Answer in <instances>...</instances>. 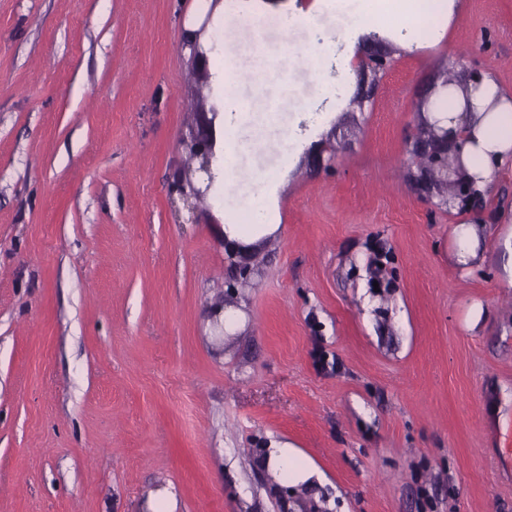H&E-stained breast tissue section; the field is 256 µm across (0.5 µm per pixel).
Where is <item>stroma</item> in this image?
I'll return each mask as SVG.
<instances>
[{
    "label": "stroma",
    "instance_id": "obj_1",
    "mask_svg": "<svg viewBox=\"0 0 512 512\" xmlns=\"http://www.w3.org/2000/svg\"><path fill=\"white\" fill-rule=\"evenodd\" d=\"M304 3L252 0L257 32L210 0H0V512H150L167 489L175 512H512V164L446 209L409 153L440 73L512 93V0H459L413 51L361 38L331 99L307 52L340 19L282 29ZM199 27L244 73L254 139L182 224L178 141L222 95L180 50ZM271 176L279 231L240 280L224 226ZM468 219L487 232L463 273ZM273 440L319 485L275 481ZM485 224L463 222L457 224L454 233L458 241V248L454 253L456 265L464 271H472L479 266L483 259L481 241L484 238Z\"/></svg>",
    "mask_w": 512,
    "mask_h": 512
}]
</instances>
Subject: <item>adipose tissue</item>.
Instances as JSON below:
<instances>
[{
    "label": "adipose tissue",
    "mask_w": 512,
    "mask_h": 512,
    "mask_svg": "<svg viewBox=\"0 0 512 512\" xmlns=\"http://www.w3.org/2000/svg\"><path fill=\"white\" fill-rule=\"evenodd\" d=\"M457 0H397L385 6L383 0H312L308 9L291 15L288 25H303L325 14L347 16L348 22L337 38H324L309 51L312 63L335 56L339 74L348 73L355 61V47L362 36L376 34L398 38L407 49L419 47L411 28L398 24L396 15L415 16L429 8L436 18L434 39H442L456 13ZM428 118L438 128L448 130L451 153L458 158L463 179L476 194H484L495 173L512 162V96L504 94L490 76L469 83L467 89L452 84L439 90L429 104ZM271 187L249 204L252 221L224 227V242L235 252H245L253 242L274 235V207ZM485 226L464 222L454 233L458 248L456 265L465 271L479 266L483 259L481 241ZM268 470L295 483L312 479L316 471L310 462L288 443L275 442L266 458Z\"/></svg>",
    "instance_id": "adipose-tissue-1"
}]
</instances>
